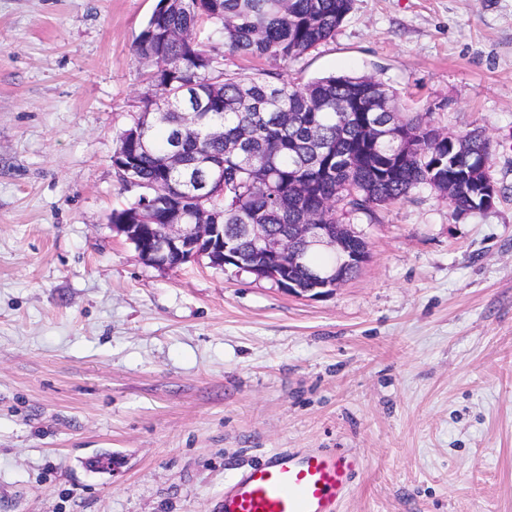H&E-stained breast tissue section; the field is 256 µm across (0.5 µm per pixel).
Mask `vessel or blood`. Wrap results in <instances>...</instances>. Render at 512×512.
Returning <instances> with one entry per match:
<instances>
[{
	"label": "vessel or blood",
	"mask_w": 512,
	"mask_h": 512,
	"mask_svg": "<svg viewBox=\"0 0 512 512\" xmlns=\"http://www.w3.org/2000/svg\"><path fill=\"white\" fill-rule=\"evenodd\" d=\"M360 458L327 450L277 453L224 490L223 512H339Z\"/></svg>",
	"instance_id": "vessel-or-blood-1"
}]
</instances>
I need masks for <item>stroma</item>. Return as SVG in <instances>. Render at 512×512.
<instances>
[{
	"label": "stroma",
	"mask_w": 512,
	"mask_h": 512,
	"mask_svg": "<svg viewBox=\"0 0 512 512\" xmlns=\"http://www.w3.org/2000/svg\"><path fill=\"white\" fill-rule=\"evenodd\" d=\"M157 0H0V512H220L272 452H355L343 512H512V0H353L334 37L228 75L370 73L489 137L494 206L423 185L311 298L208 259L161 271L112 228V167ZM118 469L90 473L101 452Z\"/></svg>",
	"instance_id": "obj_1"
}]
</instances>
